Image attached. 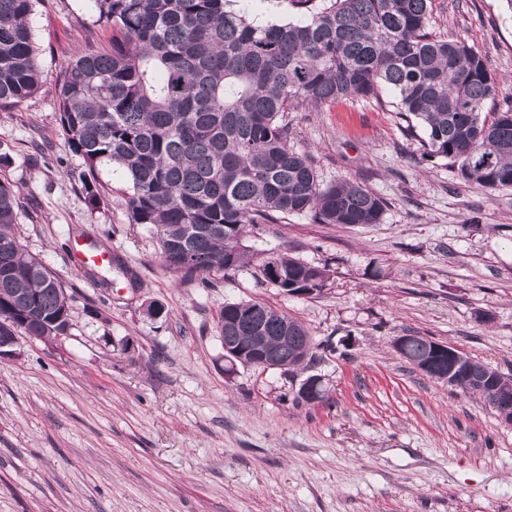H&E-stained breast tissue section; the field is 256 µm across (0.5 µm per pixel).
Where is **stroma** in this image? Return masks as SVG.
<instances>
[{"label": "stroma", "mask_w": 512, "mask_h": 512, "mask_svg": "<svg viewBox=\"0 0 512 512\" xmlns=\"http://www.w3.org/2000/svg\"><path fill=\"white\" fill-rule=\"evenodd\" d=\"M31 21L43 82L0 112L4 175L16 235L71 294L73 328L60 342L19 337L0 358V512H512V426L393 347L424 336L512 374V189L422 160L424 131L391 92L292 112L291 146L321 182L381 197L382 223L302 214L252 229L254 253L327 269L321 294H283L254 264L202 287L164 267L154 229L129 223L119 169L100 170L98 208L84 199L57 76L110 31L87 0H34ZM428 31L479 52L495 76L488 111L512 108L506 0H434ZM76 243L111 263L77 264ZM248 300L297 317L316 360L226 373L219 312ZM311 375L326 395L308 404L297 390Z\"/></svg>", "instance_id": "1"}]
</instances>
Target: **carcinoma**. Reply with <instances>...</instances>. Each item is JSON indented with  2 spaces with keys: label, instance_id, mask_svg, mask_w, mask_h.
Wrapping results in <instances>:
<instances>
[{
  "label": "carcinoma",
  "instance_id": "carcinoma-1",
  "mask_svg": "<svg viewBox=\"0 0 512 512\" xmlns=\"http://www.w3.org/2000/svg\"><path fill=\"white\" fill-rule=\"evenodd\" d=\"M89 2L112 32L110 46L64 63L58 83L60 128L83 161L85 201L101 202L97 168L118 167L129 223L154 227L163 265L186 280L209 287L247 266L242 240L255 224L302 214L319 224L382 223L380 197L321 183L311 158L289 145L288 113L302 107L378 101L388 88L424 128L426 157L459 162L465 182L512 188V109L486 111L495 79L477 51L427 31L433 0H291L301 17L264 26L237 0ZM32 7L0 0L1 111L41 85ZM17 209L0 180V336L55 342L70 335V296L23 249ZM274 262L285 294L326 286L324 268L287 253ZM218 326L225 343L267 351L285 373L314 360L302 322L264 302L225 305ZM430 344L410 336L400 357L448 368ZM498 377L467 355L455 386L492 408Z\"/></svg>",
  "mask_w": 512,
  "mask_h": 512
}]
</instances>
